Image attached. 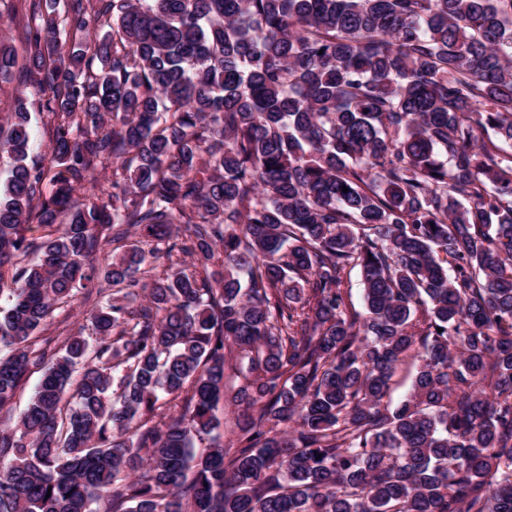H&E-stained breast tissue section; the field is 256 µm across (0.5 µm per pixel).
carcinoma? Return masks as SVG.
<instances>
[{
  "mask_svg": "<svg viewBox=\"0 0 512 512\" xmlns=\"http://www.w3.org/2000/svg\"><path fill=\"white\" fill-rule=\"evenodd\" d=\"M59 4L49 165L24 95L0 135V512H512V0ZM79 294L94 343L40 335ZM411 355L398 366L393 377L389 398L386 399L390 402L391 407L405 400L411 392L412 382L418 367V361L413 357V353ZM41 373H30L26 381L18 390L11 409L0 410V429L14 428L20 413L26 408L35 388L39 382ZM237 408L230 405L228 402L220 400L218 410L216 412L219 419V427L212 433L213 436L217 437L221 443L227 442L232 438V433L235 428L234 426V415H236Z\"/></svg>",
  "mask_w": 512,
  "mask_h": 512,
  "instance_id": "carcinoma-1",
  "label": "carcinoma"
}]
</instances>
